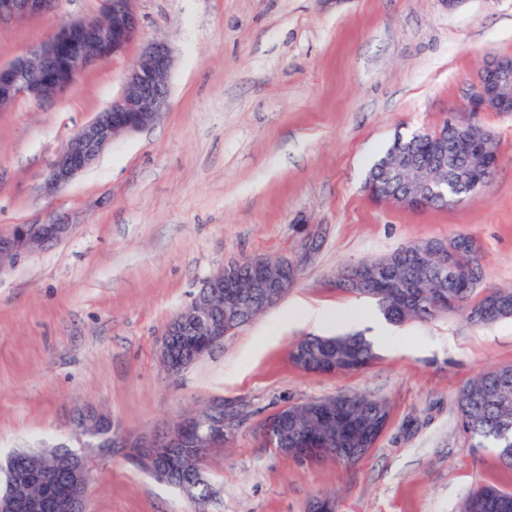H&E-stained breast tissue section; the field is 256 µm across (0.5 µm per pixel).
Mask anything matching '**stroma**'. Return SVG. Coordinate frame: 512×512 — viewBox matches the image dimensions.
Instances as JSON below:
<instances>
[{
	"label": "stroma",
	"instance_id": "obj_1",
	"mask_svg": "<svg viewBox=\"0 0 512 512\" xmlns=\"http://www.w3.org/2000/svg\"><path fill=\"white\" fill-rule=\"evenodd\" d=\"M104 0H57L0 25V65ZM139 36L62 97L0 112V235L55 213L72 236L0 270V456L74 447L90 405L135 436L160 435L215 399L237 434L206 464L209 512H460L479 484L512 490V468L476 448L458 395L512 365V318L483 326L448 312L409 321L367 368L314 375L289 360L323 310V336L363 333L376 304L336 290L338 269L429 238H478L487 288L512 286V112H464L483 61L512 58V0H136ZM171 47L169 105L71 183L46 189L68 138L119 95L149 42ZM491 132L499 162L464 201L415 210L368 195L370 166L396 136L448 115ZM325 234L282 301L180 376L160 345L168 321L225 264L298 250L295 222ZM364 394L390 414L356 465L299 461L263 439L265 420L316 398ZM88 512H193L178 490L122 455L98 463Z\"/></svg>",
	"mask_w": 512,
	"mask_h": 512
}]
</instances>
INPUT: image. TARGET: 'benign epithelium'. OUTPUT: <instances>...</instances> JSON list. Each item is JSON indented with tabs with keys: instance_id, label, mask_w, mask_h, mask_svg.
Returning <instances> with one entry per match:
<instances>
[{
	"instance_id": "1",
	"label": "benign epithelium",
	"mask_w": 512,
	"mask_h": 512,
	"mask_svg": "<svg viewBox=\"0 0 512 512\" xmlns=\"http://www.w3.org/2000/svg\"><path fill=\"white\" fill-rule=\"evenodd\" d=\"M56 0H0V24L16 19L45 15L53 11ZM109 20L102 17L74 19L52 31L38 47L0 66V111L11 108L20 98L36 101L54 100L63 95L79 75L107 56L121 54L138 34V17L134 0H106ZM173 57L163 41H153L142 49L135 62L125 72L122 92L112 103L83 125L69 140L53 165L48 185L59 189L92 165L102 151L119 136L149 127L165 112L169 101L168 77ZM464 111L512 112V62L503 57L486 59L478 81L465 96ZM477 158L474 173L465 193L450 196L440 190L448 182L457 156ZM498 153L493 138L454 137L441 147L433 163L436 178L424 171L416 174L410 191L401 196L387 185L399 182L403 172L414 167L408 157H400V165H387L379 181L368 184L369 195L382 203L407 208H428L456 204L482 189L498 165ZM300 250L277 258L249 259L248 277L236 272L238 263L224 266L219 273L204 280L191 302L181 308L167 323L160 347V358L166 372L178 376L200 358L224 342L236 330L248 312L255 318L275 307L285 295L287 285L299 279L301 272L313 261L323 242L318 224L300 218ZM73 225L50 214L39 224H18L7 236H0V269L12 264L24 252L69 237ZM437 262L448 268L459 288L475 286L474 274L481 264L480 247L472 236L443 240H426L422 245L396 254L383 256L374 265L349 268L340 275L344 290H363L379 285L376 297L385 299L391 289H402L403 308L412 307L414 284L397 277L408 267L420 269ZM485 302L479 310L480 322L488 325L512 317V307L491 290L484 292ZM350 397L336 400L313 399L310 406L331 425L347 408ZM80 443L76 449H61L57 463L71 469L69 487L58 489L52 472L41 474L42 492L35 497H21L16 488L27 483L30 474L13 456L0 459V480L9 489L0 492V512H87V502L94 481L95 463L91 450L105 456L103 440L121 449L135 463H150L171 455L175 448L206 450L222 448L234 438L237 427L233 417L224 410V402L212 403L206 414L182 417L166 435L159 438L134 437L124 432L120 437L103 435L96 420L82 416L72 421ZM288 428V412L281 410L263 425L262 435L274 445V435ZM337 436L321 429L308 434L293 449H281V455L310 461L328 456L330 445Z\"/></svg>"
}]
</instances>
